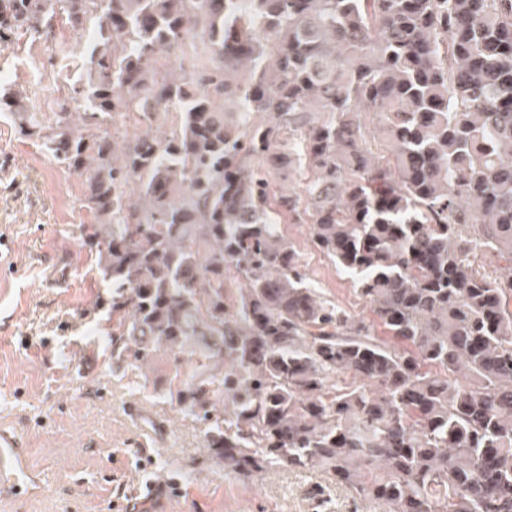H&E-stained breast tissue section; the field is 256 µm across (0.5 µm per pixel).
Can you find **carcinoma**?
Segmentation results:
<instances>
[{"label": "carcinoma", "mask_w": 512, "mask_h": 512, "mask_svg": "<svg viewBox=\"0 0 512 512\" xmlns=\"http://www.w3.org/2000/svg\"><path fill=\"white\" fill-rule=\"evenodd\" d=\"M59 16L95 32L83 111H0L82 179L112 346L188 354L177 400L224 472L512 512V0H0V48ZM178 51L191 69L158 75ZM130 111L146 131L121 146ZM286 223L382 335L323 297Z\"/></svg>", "instance_id": "cac0c4a2"}]
</instances>
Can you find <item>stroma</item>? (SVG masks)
I'll return each instance as SVG.
<instances>
[{
  "instance_id": "35a3bbf8",
  "label": "stroma",
  "mask_w": 512,
  "mask_h": 512,
  "mask_svg": "<svg viewBox=\"0 0 512 512\" xmlns=\"http://www.w3.org/2000/svg\"><path fill=\"white\" fill-rule=\"evenodd\" d=\"M85 54L64 21L50 37H17L0 51V93L22 92L51 118L84 70ZM80 178L0 114V424L14 428L41 489L0 512H356L350 490L317 471L225 473L204 426L175 397L192 373L165 349L140 369L113 356L119 316L100 304L97 260L79 246ZM324 296L372 321L351 280L308 248L309 227L284 224ZM139 406L150 415L137 419ZM325 494L311 496L312 486Z\"/></svg>"
}]
</instances>
